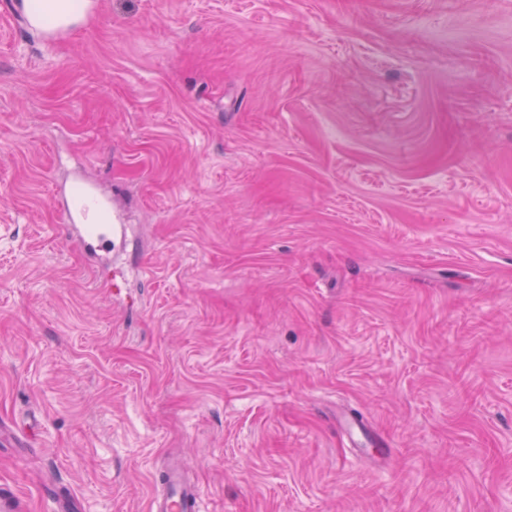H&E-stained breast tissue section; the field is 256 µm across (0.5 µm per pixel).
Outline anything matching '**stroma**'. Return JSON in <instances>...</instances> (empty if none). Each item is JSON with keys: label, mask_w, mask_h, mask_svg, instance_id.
I'll return each instance as SVG.
<instances>
[{"label": "stroma", "mask_w": 512, "mask_h": 512, "mask_svg": "<svg viewBox=\"0 0 512 512\" xmlns=\"http://www.w3.org/2000/svg\"><path fill=\"white\" fill-rule=\"evenodd\" d=\"M0 0V487L26 512H512V0ZM78 184L106 216L69 237ZM159 481L161 491L153 497L152 512H201L199 493L189 490L178 468L162 471Z\"/></svg>", "instance_id": "obj_1"}]
</instances>
